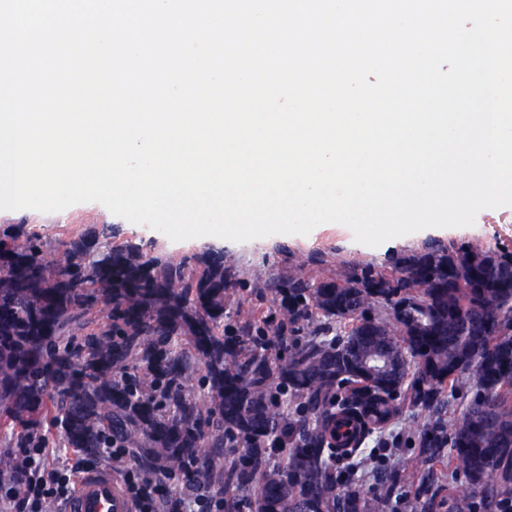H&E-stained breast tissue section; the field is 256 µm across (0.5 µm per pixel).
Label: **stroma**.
<instances>
[{
	"instance_id": "stroma-1",
	"label": "stroma",
	"mask_w": 512,
	"mask_h": 512,
	"mask_svg": "<svg viewBox=\"0 0 512 512\" xmlns=\"http://www.w3.org/2000/svg\"><path fill=\"white\" fill-rule=\"evenodd\" d=\"M0 223L29 225L51 241L91 224H110L118 229L121 238L140 243L152 255L159 257L190 256L218 248L224 253L225 263L233 266L239 278L245 280L258 270L284 273L294 264L304 266L306 271L314 274L366 265L387 271L398 255L421 249L435 240L442 243L481 241L512 245V206L481 210L474 225L469 227L451 228L439 236L421 230L376 247L356 242L352 232L337 223L320 225L305 236L276 234L244 243L228 240L218 246L203 238L175 242L160 231L112 214L98 202L79 203L57 213L20 210L0 216ZM428 425L429 421L424 416L406 411L388 427L383 438L370 440L366 453L360 456V467L355 471L357 485L366 495L383 496V512H405L406 500L414 496V489L407 487L384 493L380 477L388 471L393 458H400L408 464L416 459L415 434Z\"/></svg>"
}]
</instances>
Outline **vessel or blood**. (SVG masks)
Returning a JSON list of instances; mask_svg holds the SVG:
<instances>
[{"mask_svg": "<svg viewBox=\"0 0 512 512\" xmlns=\"http://www.w3.org/2000/svg\"><path fill=\"white\" fill-rule=\"evenodd\" d=\"M63 512H134L119 479L105 470L81 477Z\"/></svg>", "mask_w": 512, "mask_h": 512, "instance_id": "1", "label": "vessel or blood"}]
</instances>
